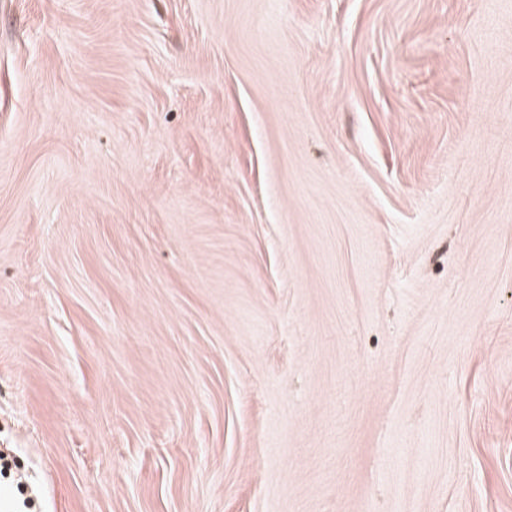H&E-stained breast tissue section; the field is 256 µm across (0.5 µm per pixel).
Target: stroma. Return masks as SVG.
<instances>
[{"label":"stroma","mask_w":512,"mask_h":512,"mask_svg":"<svg viewBox=\"0 0 512 512\" xmlns=\"http://www.w3.org/2000/svg\"><path fill=\"white\" fill-rule=\"evenodd\" d=\"M8 512H512V0H0Z\"/></svg>","instance_id":"stroma-1"}]
</instances>
